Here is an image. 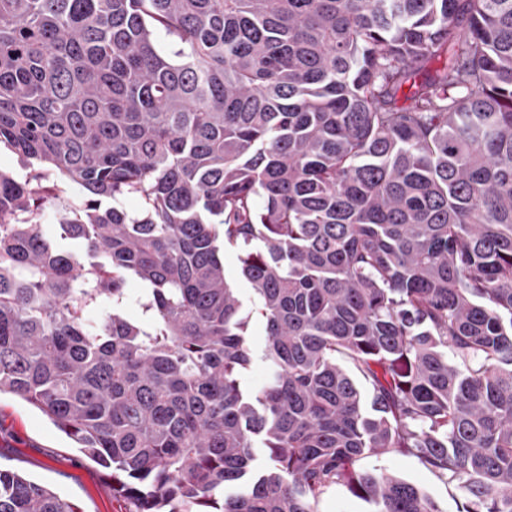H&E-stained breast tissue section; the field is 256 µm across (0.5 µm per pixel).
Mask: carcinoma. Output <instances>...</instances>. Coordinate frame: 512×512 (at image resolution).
<instances>
[{
  "label": "carcinoma",
  "instance_id": "carcinoma-1",
  "mask_svg": "<svg viewBox=\"0 0 512 512\" xmlns=\"http://www.w3.org/2000/svg\"><path fill=\"white\" fill-rule=\"evenodd\" d=\"M1 146L0 394L136 512H440L385 453L512 512V0H0ZM224 267L227 275L234 279L235 286L238 288V293L244 301L245 305L247 308L250 307L251 303L255 300V295L251 289V286L245 280L238 277V262L234 252H224ZM250 342L254 359L242 382L247 389H258L267 382L269 370L267 362L261 357L265 345L264 325L254 318L251 320ZM317 512H369L371 506L351 495L343 485L328 489L318 500Z\"/></svg>",
  "mask_w": 512,
  "mask_h": 512
}]
</instances>
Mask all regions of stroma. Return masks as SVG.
<instances>
[{
  "instance_id": "35a3bbf8",
  "label": "stroma",
  "mask_w": 512,
  "mask_h": 512,
  "mask_svg": "<svg viewBox=\"0 0 512 512\" xmlns=\"http://www.w3.org/2000/svg\"><path fill=\"white\" fill-rule=\"evenodd\" d=\"M366 468L390 472L422 488L439 512H462L455 483L436 475L412 455L367 458ZM0 468L11 469L72 499L81 512H134V505L112 492V473L75 448L39 410L0 395Z\"/></svg>"
}]
</instances>
